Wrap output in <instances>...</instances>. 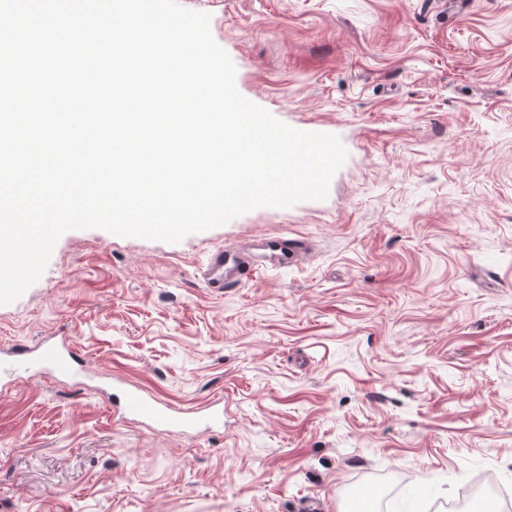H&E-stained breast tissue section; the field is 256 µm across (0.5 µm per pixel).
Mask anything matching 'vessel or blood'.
<instances>
[{
	"label": "vessel or blood",
	"instance_id": "obj_1",
	"mask_svg": "<svg viewBox=\"0 0 512 512\" xmlns=\"http://www.w3.org/2000/svg\"><path fill=\"white\" fill-rule=\"evenodd\" d=\"M265 247L284 262L297 259L307 249L304 240L288 238L268 239ZM262 267V262L252 259L248 253L221 246L210 252L202 277L207 287L220 292L239 287L244 279ZM73 346V340L68 336H53L33 347L19 346L10 359L12 371L18 375L43 369L57 379L74 378L78 368ZM123 413L179 432H194L201 426L214 427L221 422L220 413L214 409L176 412L135 389L125 391Z\"/></svg>",
	"mask_w": 512,
	"mask_h": 512
}]
</instances>
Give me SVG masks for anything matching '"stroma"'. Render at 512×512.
<instances>
[{"instance_id":"1","label":"stroma","mask_w":512,"mask_h":512,"mask_svg":"<svg viewBox=\"0 0 512 512\" xmlns=\"http://www.w3.org/2000/svg\"><path fill=\"white\" fill-rule=\"evenodd\" d=\"M249 101L348 152L323 200L177 243L64 233L0 306V354L73 338L95 371L0 393V512H338L355 489L449 512L512 496V0H180ZM304 237L218 293L214 248ZM224 403L192 434L123 386ZM263 245L283 262L296 260L307 249L305 241L301 239L271 238ZM212 407L176 412L157 399L143 395L136 389H129L124 393L122 408L127 417L163 424L170 430L194 432L203 425L214 427L221 423L220 413Z\"/></svg>"}]
</instances>
